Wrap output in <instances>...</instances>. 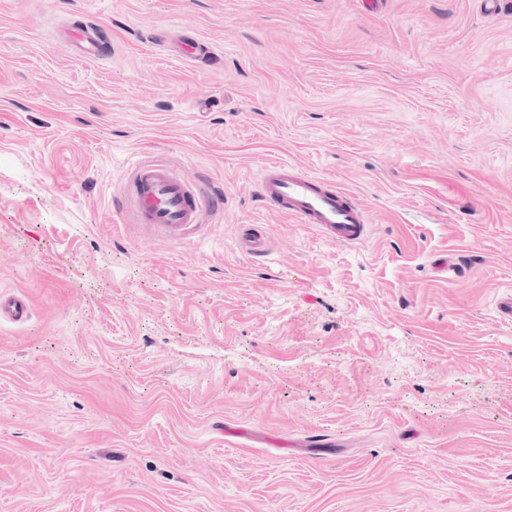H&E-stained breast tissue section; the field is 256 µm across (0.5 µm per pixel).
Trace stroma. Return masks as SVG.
I'll list each match as a JSON object with an SVG mask.
<instances>
[{"mask_svg":"<svg viewBox=\"0 0 512 512\" xmlns=\"http://www.w3.org/2000/svg\"><path fill=\"white\" fill-rule=\"evenodd\" d=\"M140 159L201 234L115 211ZM271 160L368 239L260 208ZM511 291L512 0H0V512H512ZM62 37L79 57L93 60H102L107 57L106 38L95 25L88 24L76 32H66ZM167 45H176V47L184 48L183 45L189 46V50H185L183 56L195 61L203 62L206 59L217 57V50L210 44L197 39L195 37L188 36L186 33L181 34L175 44L171 41H167ZM243 239L249 254L257 257L265 256L269 250L265 234L254 226L244 228ZM30 316V305L26 298L20 295L0 294V321L7 320L22 324Z\"/></svg>","mask_w":512,"mask_h":512,"instance_id":"stroma-1","label":"stroma"}]
</instances>
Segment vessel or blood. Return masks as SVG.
I'll list each match as a JSON object with an SVG mask.
<instances>
[{
    "label": "vessel or blood",
    "mask_w": 512,
    "mask_h": 512,
    "mask_svg": "<svg viewBox=\"0 0 512 512\" xmlns=\"http://www.w3.org/2000/svg\"><path fill=\"white\" fill-rule=\"evenodd\" d=\"M63 39L79 57L101 60L106 56V38L95 25L64 33ZM177 43L185 47L186 58L195 62L217 55L210 44L185 34L178 37ZM257 187L267 208L281 211L296 223L312 225L338 243H360L369 236L368 216L358 200L336 188L332 181L297 165L266 163L260 170ZM118 207L132 213L137 223L160 238L181 242L201 231L211 212V198L201 184L182 180L171 165L144 160L131 168ZM29 316L26 298L0 294V321L21 324Z\"/></svg>",
    "instance_id": "obj_1"
}]
</instances>
